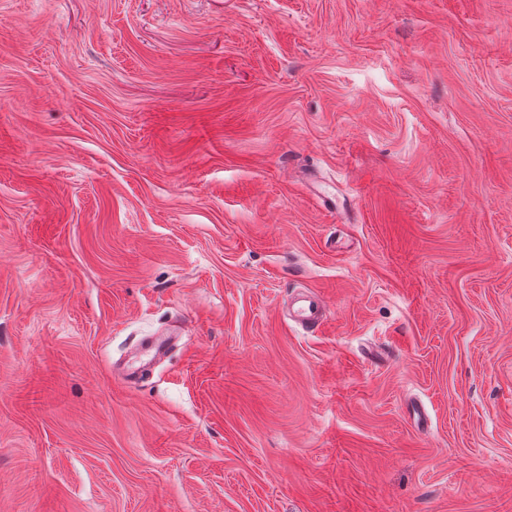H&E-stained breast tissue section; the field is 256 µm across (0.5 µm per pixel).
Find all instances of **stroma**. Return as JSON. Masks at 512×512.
I'll list each match as a JSON object with an SVG mask.
<instances>
[{
	"label": "stroma",
	"instance_id": "stroma-1",
	"mask_svg": "<svg viewBox=\"0 0 512 512\" xmlns=\"http://www.w3.org/2000/svg\"><path fill=\"white\" fill-rule=\"evenodd\" d=\"M0 512H512V0H0ZM303 303L296 308H292L290 316L302 326L307 328H321L328 317L326 303L316 295H311L301 300Z\"/></svg>",
	"mask_w": 512,
	"mask_h": 512
}]
</instances>
